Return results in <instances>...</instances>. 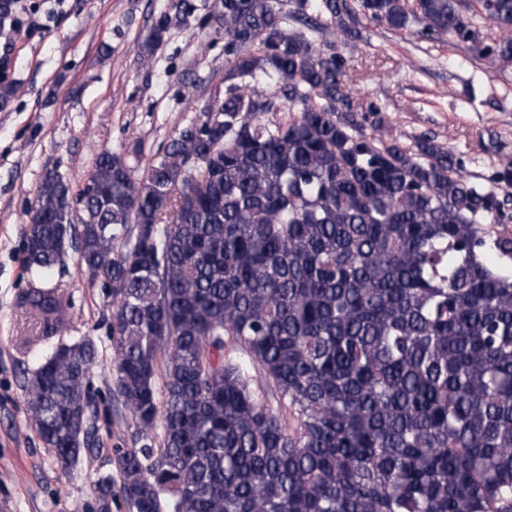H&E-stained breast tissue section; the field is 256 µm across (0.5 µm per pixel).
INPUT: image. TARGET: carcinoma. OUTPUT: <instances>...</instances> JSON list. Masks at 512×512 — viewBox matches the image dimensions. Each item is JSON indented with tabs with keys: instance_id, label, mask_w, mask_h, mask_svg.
I'll list each match as a JSON object with an SVG mask.
<instances>
[{
	"instance_id": "carcinoma-1",
	"label": "carcinoma",
	"mask_w": 512,
	"mask_h": 512,
	"mask_svg": "<svg viewBox=\"0 0 512 512\" xmlns=\"http://www.w3.org/2000/svg\"><path fill=\"white\" fill-rule=\"evenodd\" d=\"M273 2L224 0L234 59L198 121L218 138L184 129L138 181L99 154L78 210L49 173L25 229L41 287L70 249L112 285L128 512H512V160L480 182L431 136L367 133L308 23L347 0ZM355 2L512 68V0H477L490 41L457 0ZM98 358L61 342L24 377L63 469L98 452ZM92 494L112 512V474Z\"/></svg>"
}]
</instances>
